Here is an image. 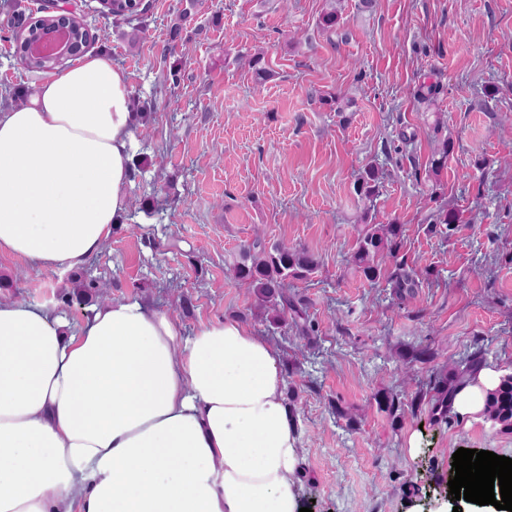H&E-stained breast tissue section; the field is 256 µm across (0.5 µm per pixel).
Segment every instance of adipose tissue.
I'll return each instance as SVG.
<instances>
[{"label": "adipose tissue", "instance_id": "adipose-tissue-1", "mask_svg": "<svg viewBox=\"0 0 512 512\" xmlns=\"http://www.w3.org/2000/svg\"><path fill=\"white\" fill-rule=\"evenodd\" d=\"M129 79L86 56L0 112V256L82 268L127 208ZM500 370L459 388L481 419ZM300 434L274 345L239 321L182 336L131 297L70 328L0 301V512H299Z\"/></svg>", "mask_w": 512, "mask_h": 512}]
</instances>
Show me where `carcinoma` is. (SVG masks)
<instances>
[{
    "instance_id": "1",
    "label": "carcinoma",
    "mask_w": 512,
    "mask_h": 512,
    "mask_svg": "<svg viewBox=\"0 0 512 512\" xmlns=\"http://www.w3.org/2000/svg\"><path fill=\"white\" fill-rule=\"evenodd\" d=\"M379 170L370 165L356 183V192L370 199L378 192ZM403 230L395 222L364 224L357 238L351 261L368 281L378 279L381 267L389 260H397ZM316 267L312 254L303 248L282 244L267 245L261 236L243 248L235 264L234 280L246 286L249 293L273 314V320H283L291 312L292 323L300 331H308L304 324L306 312L301 303L288 296V281L307 277ZM426 272L419 269L396 274L393 288L402 299L416 296V288ZM485 353L478 348L466 359L448 366V371L430 384L432 417L437 423L449 424L453 419L448 400L470 377L483 366ZM485 421L494 429L512 433V372L505 374L497 389L490 393L484 412Z\"/></svg>"
}]
</instances>
